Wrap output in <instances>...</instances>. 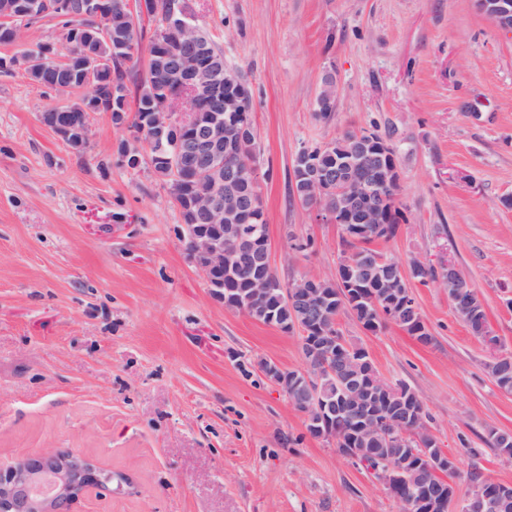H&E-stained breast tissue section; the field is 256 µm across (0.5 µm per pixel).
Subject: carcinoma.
<instances>
[{
    "label": "carcinoma",
    "instance_id": "1",
    "mask_svg": "<svg viewBox=\"0 0 512 512\" xmlns=\"http://www.w3.org/2000/svg\"><path fill=\"white\" fill-rule=\"evenodd\" d=\"M112 36L110 39H101L96 44L99 53L112 59V71L110 79L98 86L97 91L104 104V111H112V123L127 127L130 137L119 143L117 151L132 169L140 166L137 159L142 157V148H148V157L154 172L161 178L166 186L171 199L178 207L183 224L193 223L192 220V190L190 174L186 169L179 167L173 152L162 154L157 151L158 142L168 146L182 140L188 133L184 126H172L164 130L162 140L155 139L154 124L157 121V113L165 108L172 107V100L165 94L169 86V74L163 65L162 55L164 49L156 46L150 47V58L144 76L140 78L137 87L135 111L130 112L124 108L127 85L125 77L132 71L138 62L135 53L129 51V44H139L141 33L137 23L139 14L133 12L127 0H110ZM198 42L207 48L206 58L211 63V68L229 73L233 68L224 63V57L216 51V46L203 29L197 30ZM77 68L73 63L55 70H33L28 73L30 79L41 86L50 84L73 85L81 87L82 81L69 79L65 71ZM197 125L206 127L213 123L224 126V139L231 141H244L259 155L260 147L257 132L253 123L243 125L242 121L229 115L227 112L216 114L201 110L195 114ZM345 145L337 148L325 144L323 146L307 148L299 153L294 161L295 188L301 203L305 207H316L322 210H337L342 207V195L329 191L322 196L314 193V175L326 170H334L340 177L347 178L351 175L361 174L364 167L370 163L383 164L392 169L398 167L397 146L393 141V133H379L366 129L360 132L347 131L342 135ZM373 201L380 202L389 213V232L372 237V233H363L362 244H348V249L342 252L337 268L343 278H354L360 282L362 292L360 301L343 300V289L334 280H322L321 285L325 290L326 304L325 314L338 316L345 312L353 316L362 327L374 334L382 331L387 324L395 323L406 330L410 335L418 337V340L427 343L431 336L427 331L420 312L416 305L415 297L408 295V287L404 284L397 263L386 254L372 249L369 244L376 240L389 241L395 238L399 224L404 221L403 213L399 207L398 197L389 191L379 193L377 191L363 198V204ZM242 223L248 229L255 230V236L268 235V224L264 218L262 203H257L255 209L249 213ZM377 255L390 262V266L384 272L378 273L371 270V277H366L365 269L369 267L366 259ZM267 278L275 282L279 278L273 273L271 263L266 262L261 266H234L232 260H224V271L214 275L213 289L224 296V306L235 309L239 304H247L249 315L257 321L277 326L285 333L294 332L295 321L299 319L296 306L289 303L285 295L278 289L272 288L264 294L253 293V281ZM374 296L383 308L384 312H392V315L382 317L377 310L363 301V298ZM459 317L467 323L477 336L482 334L484 323L487 322L484 305L478 301L472 308L465 312H458ZM346 352L351 355L348 362H339L346 374L364 379L375 370V365L366 351L355 345L346 344ZM312 371V367L299 370H278L276 377L278 385L288 397L292 406L307 417V430L311 435H316L313 421L319 419L322 407L314 402L306 400L304 390V374ZM333 406L336 411V434L334 435L336 448L349 458L355 459V464L360 465L364 461H370L376 445L367 437L361 435L357 429V412L348 408L343 395L333 391ZM372 404L387 414L394 416L400 414V410L411 406L420 411L424 417L428 413L422 401L414 391L405 383H393L390 390L379 397L372 399ZM417 447V442L407 439L404 446H383L380 456L388 461L410 465V448ZM400 505L401 512H423L416 506L407 487L396 488L392 495Z\"/></svg>",
    "mask_w": 512,
    "mask_h": 512
}]
</instances>
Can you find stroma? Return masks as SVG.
I'll list each match as a JSON object with an SVG mask.
<instances>
[{"instance_id":"stroma-1","label":"stroma","mask_w":512,"mask_h":512,"mask_svg":"<svg viewBox=\"0 0 512 512\" xmlns=\"http://www.w3.org/2000/svg\"><path fill=\"white\" fill-rule=\"evenodd\" d=\"M182 2L249 84L281 281L334 278L344 249L340 225L297 198L299 150L393 132L405 221L375 247L433 265L437 280L411 284L432 340L393 323L371 334L345 313L337 327L424 402L458 498L475 470L512 485V459L487 442L512 431V393L488 376L489 347L441 283L454 262L512 351V34L476 0ZM61 42L44 17L0 57ZM329 79L337 103L324 119ZM62 101L0 72V463L58 448L112 470L111 491L74 512H400L262 372L263 360L304 369L298 334L213 297L161 179L120 161L127 129L93 113L73 148L41 121ZM302 239L310 247L295 250Z\"/></svg>"}]
</instances>
